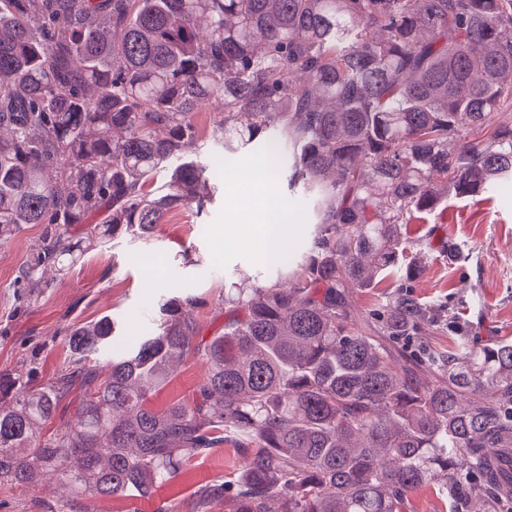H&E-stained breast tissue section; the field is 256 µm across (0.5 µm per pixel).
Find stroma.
Listing matches in <instances>:
<instances>
[{
	"mask_svg": "<svg viewBox=\"0 0 512 512\" xmlns=\"http://www.w3.org/2000/svg\"><path fill=\"white\" fill-rule=\"evenodd\" d=\"M254 153L236 156L222 185L202 214L172 211L149 240L124 236L94 250L64 279L40 295H29L18 280L20 268L36 254L42 227L29 224L0 246V371H33L49 379L63 366L68 326L109 315L118 326L112 353L137 344L156 328L159 299L192 290L203 304L194 316L204 337L224 331L225 289L245 277L276 279L260 243L258 225L268 207L287 194L285 179L259 181ZM407 238L421 244L424 274L416 292L423 301L458 306L475 296L466 317L472 340H512V185L496 195L449 196L425 219L408 225ZM459 243L461 259L449 258L443 241ZM157 405L188 397L207 372L197 358L175 364ZM242 462L232 445L192 459L173 484L152 497H100L90 512H159L168 502L189 506L191 492L207 482L235 477ZM48 484L0 487V512H39L36 503L55 499Z\"/></svg>",
	"mask_w": 512,
	"mask_h": 512,
	"instance_id": "stroma-1",
	"label": "stroma"
}]
</instances>
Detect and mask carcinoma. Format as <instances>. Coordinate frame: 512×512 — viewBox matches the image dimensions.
Masks as SVG:
<instances>
[{
    "mask_svg": "<svg viewBox=\"0 0 512 512\" xmlns=\"http://www.w3.org/2000/svg\"><path fill=\"white\" fill-rule=\"evenodd\" d=\"M512 0H0V245L43 225L32 294L89 251L201 210L222 160L254 146L313 224L284 279L159 305L156 331L104 359L111 318L75 324L67 365L0 372V486L50 482L46 512L148 496L227 441L244 460L191 512H411L427 483L465 512H512V342L478 344L415 296L403 228L453 193L512 179ZM223 114L224 159L189 157L193 116ZM164 188H153L158 176ZM82 225L81 235L74 226ZM392 290L355 320L352 295ZM440 329L448 348L398 346ZM208 373L153 396L173 357ZM77 420L41 433L73 394ZM173 379L165 384L156 396V405L163 406L171 400L186 398L191 395L196 385L207 372V365L202 359L189 358L185 362L175 363Z\"/></svg>",
    "mask_w": 512,
    "mask_h": 512,
    "instance_id": "1",
    "label": "carcinoma"
}]
</instances>
